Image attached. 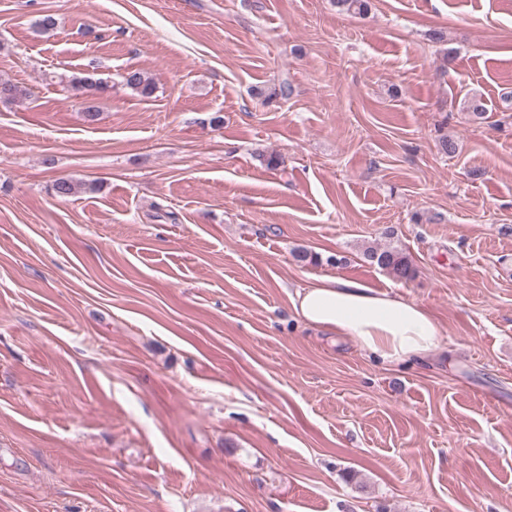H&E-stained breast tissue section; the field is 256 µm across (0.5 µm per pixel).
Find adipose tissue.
<instances>
[{
  "mask_svg": "<svg viewBox=\"0 0 512 512\" xmlns=\"http://www.w3.org/2000/svg\"><path fill=\"white\" fill-rule=\"evenodd\" d=\"M290 301L302 322L351 339L385 366L423 361L439 346L438 324L426 308L357 280L316 278Z\"/></svg>",
  "mask_w": 512,
  "mask_h": 512,
  "instance_id": "adipose-tissue-1",
  "label": "adipose tissue"
}]
</instances>
